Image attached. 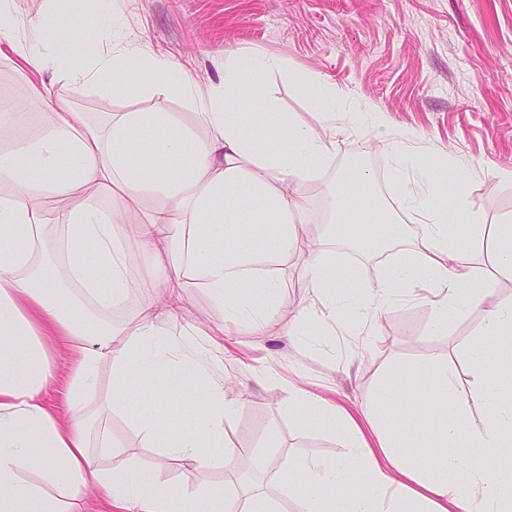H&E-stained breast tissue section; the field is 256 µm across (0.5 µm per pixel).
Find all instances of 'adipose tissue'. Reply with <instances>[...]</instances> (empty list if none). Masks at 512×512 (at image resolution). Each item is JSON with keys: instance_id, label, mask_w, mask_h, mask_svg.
Listing matches in <instances>:
<instances>
[{"instance_id": "adipose-tissue-1", "label": "adipose tissue", "mask_w": 512, "mask_h": 512, "mask_svg": "<svg viewBox=\"0 0 512 512\" xmlns=\"http://www.w3.org/2000/svg\"><path fill=\"white\" fill-rule=\"evenodd\" d=\"M82 0H50L29 19L23 37L10 0H0V33L34 70L50 71L74 89L110 71L126 89L152 96L198 100L193 121L171 112H110L90 121L66 99L42 113L30 131L28 113H0V130L11 133L0 147V512H83L88 488L120 512H224V491L207 483L189 489L160 476L176 461L199 472L235 468L250 457L227 442L238 402L227 397L210 364L224 350L217 339L190 345L196 327H178L184 278L222 311L242 334L263 332L281 288L277 265L306 253L304 279L320 312L307 320L347 324L349 315L377 319L388 297L425 279L434 327L449 314L481 307V335L512 333V297L500 298L475 273L471 258L484 252L493 269L512 270V223H477L465 186L447 155L422 162L411 149L416 135L392 133L382 111L367 115L379 135H391L396 152L392 179L404 209L419 223L414 250L395 267H379L371 281L322 244L303 249L299 227L310 207L298 186L322 179L336 157L335 110L344 97L335 85L307 72H290L294 87L315 90L319 125L288 117L277 126L257 120L256 109L277 111L273 95L259 93L257 78L288 72L285 62L256 50L224 57V77L199 92L194 77L113 34L100 48L81 24ZM205 136H198L196 126ZM26 166H19L18 157ZM367 169L337 176L326 207L337 232L369 219L380 233L368 242L388 250L402 239L401 220L387 207L365 214L369 196L351 187H372ZM456 185V202L441 198ZM158 203L143 210L141 199ZM469 224L467 236L456 225ZM150 263L149 275L170 293L165 314L154 300L142 302L133 325L111 321L114 310L139 285L133 269ZM102 267L97 278L92 266ZM64 346L74 364L59 413L43 394L54 377V350ZM471 381L460 388L448 357L425 364L428 388L415 400L407 422L390 410L369 411L357 422L346 410L299 386L288 402L301 423L319 424L344 438L341 455L296 460L275 469L297 512H512V403L498 384L512 382V342L496 352L468 350ZM112 369V397L87 422L86 396L101 366ZM152 385L145 398L135 387ZM180 409L178 429L163 425L157 408ZM481 417H473L472 408ZM127 412L142 447L157 449L149 467L132 466L117 448L106 421ZM112 464L101 467L97 449ZM495 452L492 470L477 467L471 449Z\"/></svg>"}]
</instances>
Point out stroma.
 <instances>
[{"label": "stroma", "mask_w": 512, "mask_h": 512, "mask_svg": "<svg viewBox=\"0 0 512 512\" xmlns=\"http://www.w3.org/2000/svg\"><path fill=\"white\" fill-rule=\"evenodd\" d=\"M120 21L138 44L178 62L200 88L224 76L225 53L261 50L343 89L350 102L382 109L389 123L415 131L424 152L447 154L466 180L470 205L480 223L512 218V0H103L92 21L100 44ZM0 35V102H23L30 113L46 110L35 87L50 81L54 97L72 98L91 115L108 112H178L191 117L195 105L178 95L166 99L120 88L113 73L73 93L51 73L36 74L6 49ZM265 86L282 112L308 125L320 114L286 74ZM339 147L323 181L302 187L317 219H326L323 188L362 155L381 182L374 191L393 200L390 170L395 154L372 127L337 113ZM303 256L277 269L282 288L267 332L239 336L224 329L222 313L204 294L183 289L180 325L224 337V360L215 366L228 396L238 399L227 428L236 447L256 449L250 467L282 512H293L292 496L272 477L274 466L304 457H334L338 436L299 424L288 403L297 384L360 415L368 406L410 411L414 384L409 373L429 357L447 355L460 380L469 378L468 347L479 342L483 309L432 327L427 303L431 286L418 281L391 298L375 323L357 336L299 330L312 299L303 278Z\"/></svg>", "instance_id": "1"}]
</instances>
